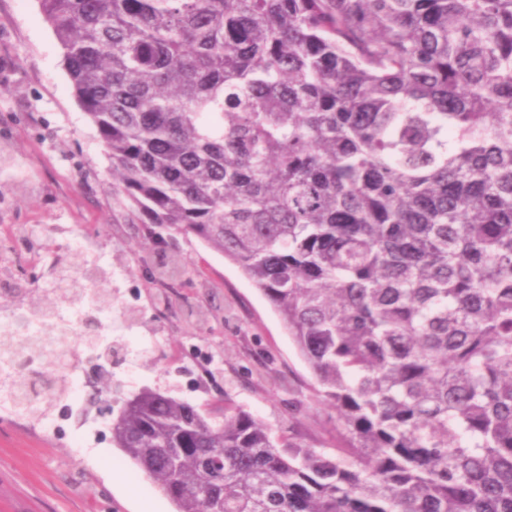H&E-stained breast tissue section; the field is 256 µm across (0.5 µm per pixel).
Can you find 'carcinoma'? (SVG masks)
Segmentation results:
<instances>
[{"mask_svg": "<svg viewBox=\"0 0 512 512\" xmlns=\"http://www.w3.org/2000/svg\"><path fill=\"white\" fill-rule=\"evenodd\" d=\"M39 4L137 261L185 277L161 229L224 253L341 441L147 390L112 444L176 512H512V0Z\"/></svg>", "mask_w": 512, "mask_h": 512, "instance_id": "obj_1", "label": "carcinoma"}]
</instances>
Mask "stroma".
Returning a JSON list of instances; mask_svg holds the SVG:
<instances>
[{"mask_svg": "<svg viewBox=\"0 0 512 512\" xmlns=\"http://www.w3.org/2000/svg\"><path fill=\"white\" fill-rule=\"evenodd\" d=\"M111 166L38 0H0V227L40 228L29 254L0 255L10 270L25 271L29 291L20 299L0 284V318L33 310L56 264L81 283L85 263L68 240H90L93 253L119 256L117 287L134 289L131 315L140 323L114 343L113 357L99 359L112 373L107 397L113 411L146 389L212 411L229 397L273 431L299 436L306 447H335L336 414L318 395L280 317L222 253L175 235L189 281L158 311L157 285L135 260L139 241L112 201ZM197 306L211 311L206 326L186 317ZM198 343L213 358L202 376L191 357ZM71 442V436L53 438L0 418V512H175L111 439L78 455ZM115 471L123 473L125 487L113 484ZM129 486L136 496L126 494Z\"/></svg>", "mask_w": 512, "mask_h": 512, "instance_id": "obj_1", "label": "stroma"}]
</instances>
